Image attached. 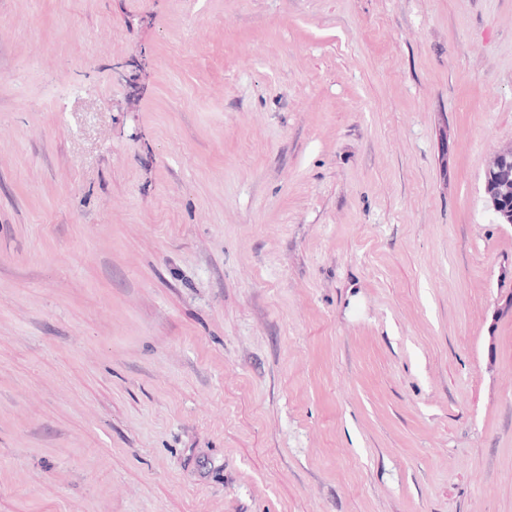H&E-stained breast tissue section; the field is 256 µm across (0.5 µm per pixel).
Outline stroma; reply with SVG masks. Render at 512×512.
<instances>
[{"label": "stroma", "instance_id": "stroma-1", "mask_svg": "<svg viewBox=\"0 0 512 512\" xmlns=\"http://www.w3.org/2000/svg\"><path fill=\"white\" fill-rule=\"evenodd\" d=\"M512 0H0V512H512ZM507 158L512 159V148L497 151L484 172L485 176L499 175L485 184L487 206L499 224H512V176L501 173Z\"/></svg>", "mask_w": 512, "mask_h": 512}]
</instances>
